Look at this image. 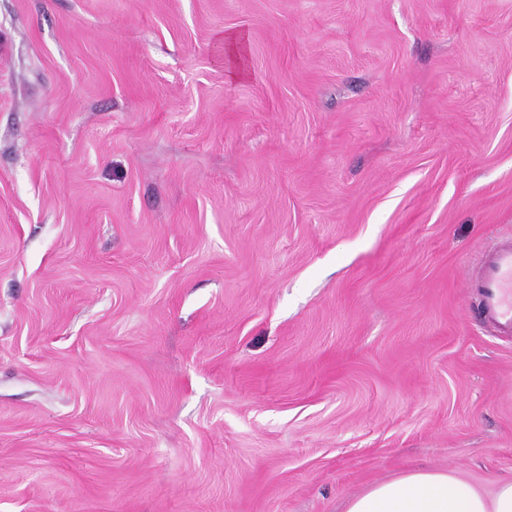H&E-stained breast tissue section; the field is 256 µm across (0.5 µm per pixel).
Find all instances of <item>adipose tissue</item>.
<instances>
[{"label": "adipose tissue", "instance_id": "1", "mask_svg": "<svg viewBox=\"0 0 512 512\" xmlns=\"http://www.w3.org/2000/svg\"><path fill=\"white\" fill-rule=\"evenodd\" d=\"M345 512H512V479L487 491L446 470L414 471L368 486Z\"/></svg>", "mask_w": 512, "mask_h": 512}]
</instances>
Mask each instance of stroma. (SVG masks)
I'll return each instance as SVG.
<instances>
[{"label": "stroma", "mask_w": 512, "mask_h": 512, "mask_svg": "<svg viewBox=\"0 0 512 512\" xmlns=\"http://www.w3.org/2000/svg\"><path fill=\"white\" fill-rule=\"evenodd\" d=\"M510 238L512 0H0V512L512 479ZM469 288L477 290L479 318L500 335H512V241L501 242L484 258Z\"/></svg>", "instance_id": "obj_1"}]
</instances>
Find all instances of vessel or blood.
<instances>
[{
    "label": "vessel or blood",
    "instance_id": "b4317fda",
    "mask_svg": "<svg viewBox=\"0 0 512 512\" xmlns=\"http://www.w3.org/2000/svg\"><path fill=\"white\" fill-rule=\"evenodd\" d=\"M472 286L479 297V318L500 335H512V241L501 242L484 258Z\"/></svg>",
    "mask_w": 512,
    "mask_h": 512
}]
</instances>
